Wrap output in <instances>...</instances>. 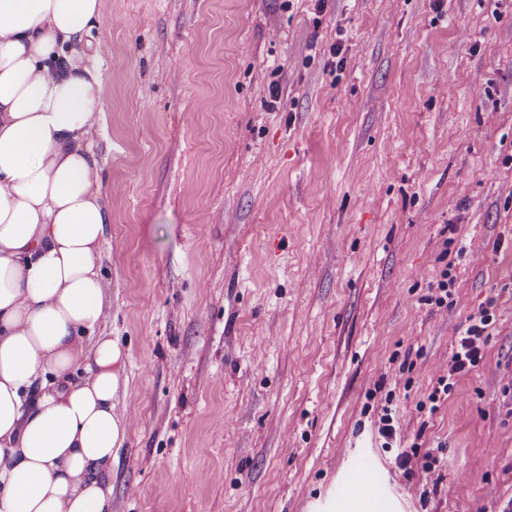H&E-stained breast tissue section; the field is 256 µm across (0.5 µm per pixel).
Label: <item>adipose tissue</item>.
<instances>
[{"instance_id":"1","label":"adipose tissue","mask_w":512,"mask_h":512,"mask_svg":"<svg viewBox=\"0 0 512 512\" xmlns=\"http://www.w3.org/2000/svg\"><path fill=\"white\" fill-rule=\"evenodd\" d=\"M103 0H0V512H112L127 353L101 335Z\"/></svg>"}]
</instances>
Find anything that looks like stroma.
<instances>
[{
  "label": "stroma",
  "instance_id": "obj_1",
  "mask_svg": "<svg viewBox=\"0 0 512 512\" xmlns=\"http://www.w3.org/2000/svg\"><path fill=\"white\" fill-rule=\"evenodd\" d=\"M87 39L112 512H512V0H104ZM454 276L451 273V269L445 268L440 273V279L437 280L436 288H432V295L430 297L437 307L448 305V300L453 302L452 296H454ZM496 322L493 301L480 306L468 317V324L459 332L455 350L448 360V373L437 379V385L428 395L430 403H437L443 396H448L453 378L477 366L482 360V345L490 335L488 330Z\"/></svg>",
  "mask_w": 512,
  "mask_h": 512
}]
</instances>
